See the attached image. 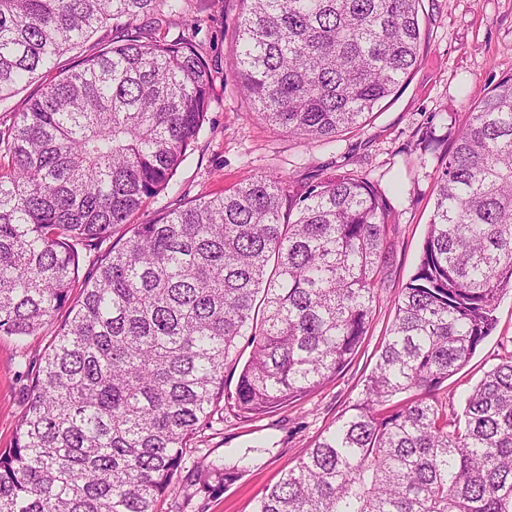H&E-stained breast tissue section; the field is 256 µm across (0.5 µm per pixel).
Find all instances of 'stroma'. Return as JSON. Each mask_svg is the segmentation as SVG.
Wrapping results in <instances>:
<instances>
[{"instance_id":"obj_1","label":"stroma","mask_w":512,"mask_h":512,"mask_svg":"<svg viewBox=\"0 0 512 512\" xmlns=\"http://www.w3.org/2000/svg\"><path fill=\"white\" fill-rule=\"evenodd\" d=\"M241 0H189L186 20L148 27L152 37H178L185 22L212 67L206 122L174 181L178 193L152 198L133 218L143 224L201 195H219L264 174L309 183L347 172L370 180L392 211L382 303L359 351L334 379L271 413L244 419L225 405L190 438L186 467L243 459L245 469L212 494L185 501L184 475H176L162 512H255L284 470L303 457L357 400L394 316L392 300L414 274L434 209V186L446 154L469 110L492 83L512 75V0H423L424 39L407 81L381 101L366 122L340 132L335 142H306L260 121L238 88L231 49ZM497 325L462 369L438 393L454 416L484 373L512 355V291L498 301ZM17 340L0 336V448L13 447L32 380L55 326Z\"/></svg>"}]
</instances>
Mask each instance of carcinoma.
I'll return each mask as SVG.
<instances>
[{"mask_svg":"<svg viewBox=\"0 0 512 512\" xmlns=\"http://www.w3.org/2000/svg\"><path fill=\"white\" fill-rule=\"evenodd\" d=\"M422 0H243L236 78L267 124L331 142L419 59ZM187 0H0V102L99 28L86 55L0 121V336L70 305L0 449V512H157L217 397L243 417L340 373L379 302L391 209L349 173L261 175L145 224L146 201L203 131L211 67L190 34L138 17ZM113 244L81 296L79 248ZM512 289V75L470 113L436 181L415 273L361 396L256 512H512V358L465 399L435 392L496 326ZM251 347L235 389L225 366ZM404 394L400 404L393 398Z\"/></svg>","mask_w":512,"mask_h":512,"instance_id":"obj_1","label":"carcinoma"}]
</instances>
